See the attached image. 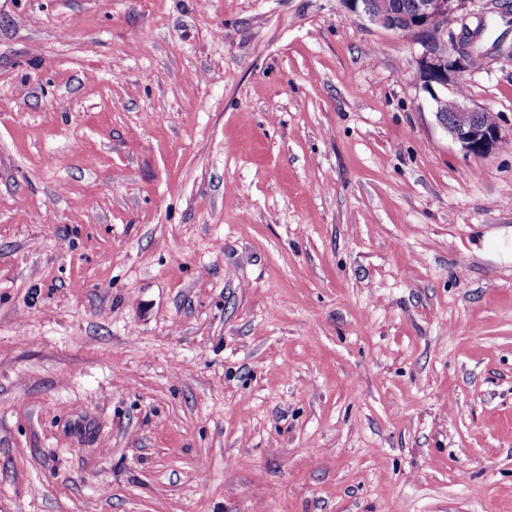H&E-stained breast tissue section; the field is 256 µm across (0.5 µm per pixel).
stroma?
<instances>
[{"mask_svg":"<svg viewBox=\"0 0 512 512\" xmlns=\"http://www.w3.org/2000/svg\"><path fill=\"white\" fill-rule=\"evenodd\" d=\"M343 0H0V512H512V145ZM468 103L512 134V55Z\"/></svg>","mask_w":512,"mask_h":512,"instance_id":"obj_1","label":"stroma"}]
</instances>
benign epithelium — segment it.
<instances>
[{
    "mask_svg": "<svg viewBox=\"0 0 512 512\" xmlns=\"http://www.w3.org/2000/svg\"><path fill=\"white\" fill-rule=\"evenodd\" d=\"M343 3L351 14L389 29L402 31L408 24L425 34L432 27H438L440 37L448 39V50L438 51L429 44L425 45L418 70L423 87L432 97L440 126L466 156L490 155L507 141L500 121L490 125L479 121V109L470 106L466 98L458 96V89L463 82V73L472 68L473 57L480 55L488 60L492 58L491 51L500 48L496 44L487 50L482 49L483 31L476 22L490 16L511 17L512 9L508 5L500 3V0H483L479 8L470 10L471 0H417L414 11L399 18L384 0H379L376 10L362 5V0H343ZM450 19L460 23L459 32L448 30ZM448 101L454 104V108L445 118L442 105Z\"/></svg>",
    "mask_w": 512,
    "mask_h": 512,
    "instance_id": "7a95c632",
    "label": "benign epithelium"
}]
</instances>
